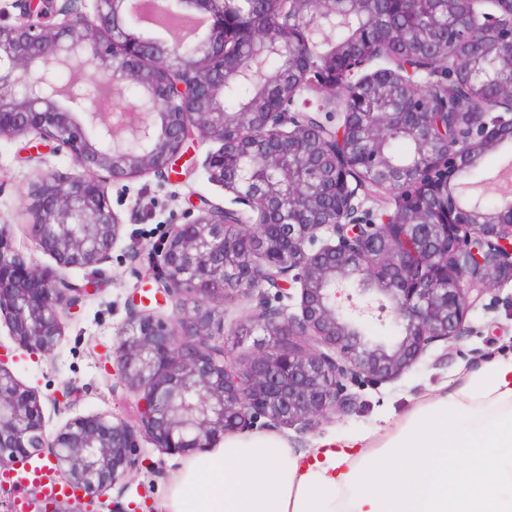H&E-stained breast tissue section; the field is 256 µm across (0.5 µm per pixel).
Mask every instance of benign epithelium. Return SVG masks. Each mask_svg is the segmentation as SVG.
Masks as SVG:
<instances>
[{
    "mask_svg": "<svg viewBox=\"0 0 512 512\" xmlns=\"http://www.w3.org/2000/svg\"><path fill=\"white\" fill-rule=\"evenodd\" d=\"M136 0H94L93 14L73 0H22V17L0 23V138L32 134L67 149L76 170L45 174L28 194L27 211L39 246L58 269L35 267L0 226V268L21 267V280L0 277V314L18 347L51 354L61 336V315L99 289L65 274L108 259L122 221L108 186L145 175L175 172L196 134L219 144L204 166L224 183L231 167L239 181L229 208L204 201L197 214L170 226L164 246L148 253L139 280L153 283L155 304L130 297L127 320L112 358L126 386L143 393L139 427L120 419L79 417L46 432L39 397L20 386L0 360V467L52 450L64 484L95 495L140 462L138 436L158 448L189 454L226 435L258 427L314 431L354 411L352 388L398 379L432 346L467 333L468 310L498 283L512 280V223L486 212L480 200L462 205L452 191L462 163L512 138V84L481 113L450 112L448 102L413 97L405 111L420 151L413 168L423 191H444L443 209H421L416 197L395 189V172L381 138L384 113L366 126L354 106L370 88L397 81L419 85L427 76L468 85L491 77L472 69L471 56L492 52L512 58V0H436L434 16L456 9L469 26L451 42L467 50L434 72L420 53L385 58L363 51L368 27L340 47L346 80H336L335 60L312 51L313 31L299 23L335 28L336 0H273L260 25L254 15L230 11L238 0H156L173 15L203 19V33L179 29L172 41L136 34L130 18ZM494 8L483 10L481 6ZM272 48L293 49L302 79L268 74L259 61ZM248 77L259 92L230 123L224 114V74ZM142 89L117 109L124 85ZM338 116L318 136L316 157L329 160L321 190L338 200L314 224L280 221L313 188L279 163L276 144L295 143L308 158L303 116ZM379 172L394 209L375 215L353 190V168ZM263 166L277 178L263 187L250 171ZM209 276L228 288L199 283ZM300 313L274 307L269 297L292 298ZM233 293L257 298L251 329L260 333L244 361L229 348L237 328L225 331L217 304ZM177 313L164 317L167 300ZM378 312L377 329L367 320Z\"/></svg>",
    "mask_w": 512,
    "mask_h": 512,
    "instance_id": "benign-epithelium-1",
    "label": "benign epithelium"
}]
</instances>
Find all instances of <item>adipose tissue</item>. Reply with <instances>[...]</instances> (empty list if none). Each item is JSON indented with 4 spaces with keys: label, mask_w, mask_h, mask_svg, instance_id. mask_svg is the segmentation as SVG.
Instances as JSON below:
<instances>
[{
    "label": "adipose tissue",
    "mask_w": 512,
    "mask_h": 512,
    "mask_svg": "<svg viewBox=\"0 0 512 512\" xmlns=\"http://www.w3.org/2000/svg\"><path fill=\"white\" fill-rule=\"evenodd\" d=\"M167 512H512V356L440 388L384 430L295 455L276 434L192 456Z\"/></svg>",
    "instance_id": "adipose-tissue-1"
}]
</instances>
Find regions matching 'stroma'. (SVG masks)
<instances>
[{
    "label": "stroma",
    "mask_w": 512,
    "mask_h": 512,
    "mask_svg": "<svg viewBox=\"0 0 512 512\" xmlns=\"http://www.w3.org/2000/svg\"><path fill=\"white\" fill-rule=\"evenodd\" d=\"M26 137L0 138V223H5L14 246L42 268L56 261L44 252L31 233L26 204L30 187L47 173H68L71 154L42 148L31 153ZM113 210L123 226L111 258L98 270H68L72 281H101L100 290L82 300L65 316L59 343L51 355H31L13 342L5 320L0 319V354L16 381L38 394L45 428L53 433L78 417L104 415L140 423L142 404L136 391L119 383L110 355L116 334L127 318L126 299L134 288L138 255L145 247L162 246L170 225L183 221L189 208L207 199H231L220 184L211 182L204 168L187 177L163 182L152 175L112 184L108 189ZM470 330L451 346L437 344L396 381L361 392V404L345 416L321 424L315 431L286 430L289 445L304 452L324 439L342 440L375 430L385 419L404 416L416 402L443 385L459 381L472 369L495 357L512 355V281L486 295L482 305L470 309ZM143 450L137 470L108 486L95 499V512H166L165 503L185 457L155 447L141 438Z\"/></svg>",
    "instance_id": "stroma-1"
}]
</instances>
